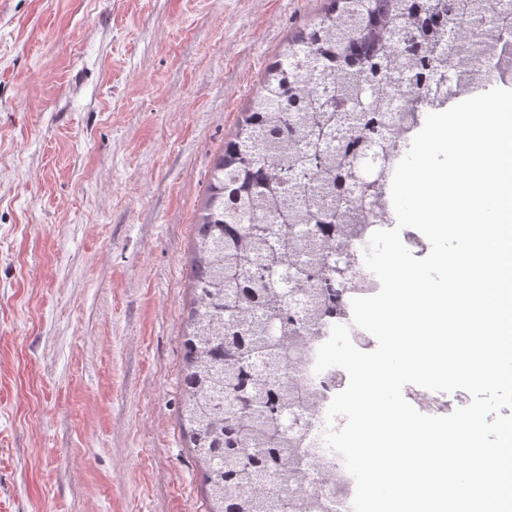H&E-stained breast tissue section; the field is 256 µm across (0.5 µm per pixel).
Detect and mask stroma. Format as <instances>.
<instances>
[{"instance_id": "stroma-1", "label": "stroma", "mask_w": 512, "mask_h": 512, "mask_svg": "<svg viewBox=\"0 0 512 512\" xmlns=\"http://www.w3.org/2000/svg\"><path fill=\"white\" fill-rule=\"evenodd\" d=\"M329 0H0V512H205L188 256L266 66Z\"/></svg>"}]
</instances>
